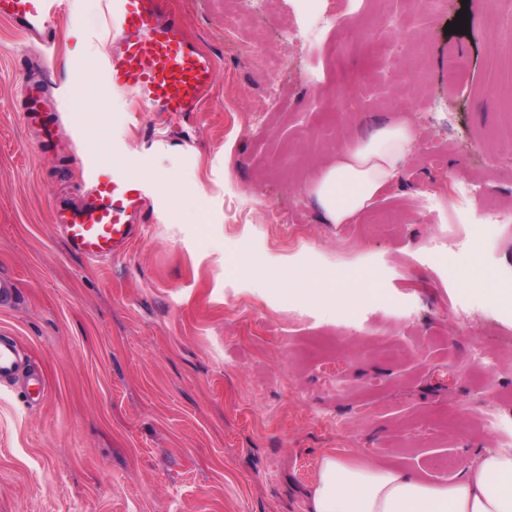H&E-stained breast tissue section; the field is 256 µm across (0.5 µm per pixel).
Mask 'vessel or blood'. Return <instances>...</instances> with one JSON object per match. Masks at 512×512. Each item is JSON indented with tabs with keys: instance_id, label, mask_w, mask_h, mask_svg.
<instances>
[{
	"instance_id": "obj_1",
	"label": "vessel or blood",
	"mask_w": 512,
	"mask_h": 512,
	"mask_svg": "<svg viewBox=\"0 0 512 512\" xmlns=\"http://www.w3.org/2000/svg\"><path fill=\"white\" fill-rule=\"evenodd\" d=\"M54 0H0V21L49 39ZM109 23L119 33L107 78L113 90L151 111H201L213 87L216 61L185 33L172 0H111ZM154 189L140 165L107 163L78 208L55 209L53 221L76 254L102 260L127 249L144 220Z\"/></svg>"
}]
</instances>
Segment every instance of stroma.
Returning a JSON list of instances; mask_svg holds the SVG:
<instances>
[{
    "instance_id": "35a3bbf8",
    "label": "stroma",
    "mask_w": 512,
    "mask_h": 512,
    "mask_svg": "<svg viewBox=\"0 0 512 512\" xmlns=\"http://www.w3.org/2000/svg\"><path fill=\"white\" fill-rule=\"evenodd\" d=\"M59 2L49 44L0 21V337L24 357L0 382V512H308L329 451L451 482L512 445V307L454 274L473 250L512 271V0H252L246 54L241 0H173L217 62L176 118L108 85L109 0ZM42 76L49 136L21 93ZM392 123L418 135L398 178L325 223L312 184ZM112 156L155 190L128 250L90 262L52 210ZM448 232L467 248L431 253ZM337 286L350 308L313 300Z\"/></svg>"
}]
</instances>
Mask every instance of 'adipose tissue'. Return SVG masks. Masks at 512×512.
Listing matches in <instances>:
<instances>
[{
  "label": "adipose tissue",
  "mask_w": 512,
  "mask_h": 512,
  "mask_svg": "<svg viewBox=\"0 0 512 512\" xmlns=\"http://www.w3.org/2000/svg\"><path fill=\"white\" fill-rule=\"evenodd\" d=\"M415 139L409 127L386 125L369 141L344 145L312 188L325 220L345 224L369 208L397 177ZM311 512H512V448L479 455L449 484L327 455L312 490Z\"/></svg>",
  "instance_id": "obj_1"
}]
</instances>
